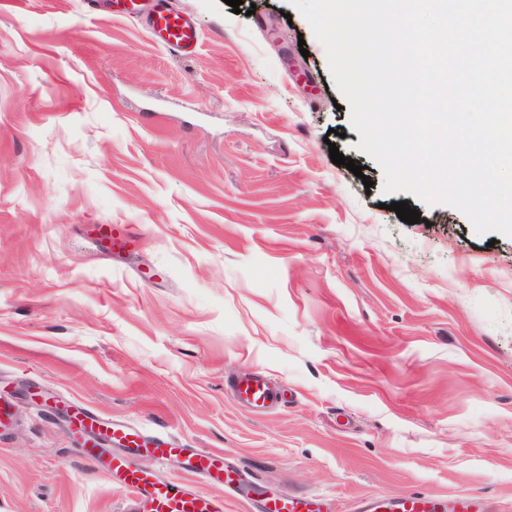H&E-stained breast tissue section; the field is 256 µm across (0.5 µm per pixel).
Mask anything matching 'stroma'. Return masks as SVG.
Returning a JSON list of instances; mask_svg holds the SVG:
<instances>
[{
    "label": "stroma",
    "instance_id": "obj_1",
    "mask_svg": "<svg viewBox=\"0 0 512 512\" xmlns=\"http://www.w3.org/2000/svg\"><path fill=\"white\" fill-rule=\"evenodd\" d=\"M171 2L194 54L141 14L0 0V512H128L64 405L223 453L240 489L192 485L224 512L268 492L512 512V236L383 191L288 0ZM100 224L132 254L102 257ZM255 374L279 392L258 410L226 388ZM147 25L156 41L175 53L190 54L198 46L197 27L186 15L172 7L156 10L147 18ZM98 232L100 239L106 240L107 249L113 254H120V251L125 250L129 244L134 242L131 232L126 227L101 224L98 227Z\"/></svg>",
    "mask_w": 512,
    "mask_h": 512
}]
</instances>
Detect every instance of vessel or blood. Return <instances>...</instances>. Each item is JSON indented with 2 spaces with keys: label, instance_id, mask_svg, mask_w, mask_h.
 <instances>
[{
  "label": "vessel or blood",
  "instance_id": "vessel-or-blood-1",
  "mask_svg": "<svg viewBox=\"0 0 512 512\" xmlns=\"http://www.w3.org/2000/svg\"><path fill=\"white\" fill-rule=\"evenodd\" d=\"M147 25L156 41L178 53H193L199 43L195 24L183 13L170 7L156 10L147 19ZM109 251L125 250L133 242L131 232L124 227L109 224L98 228ZM235 400L247 408L264 407L273 396L269 381L260 375L239 377L232 381ZM80 430L100 434L106 440L123 442L144 449L158 462L167 460L174 447L165 435L144 437L125 423L105 422L89 410H82L78 420ZM188 471L196 476L223 481L224 463L216 451L195 448L185 458ZM105 476L118 477L134 495L135 512H222V507L211 498L194 490L193 486L178 480H157L135 461L113 459L106 463ZM438 502L428 495L387 494L360 499L356 512H436ZM271 512H321L316 497L287 496L276 502Z\"/></svg>",
  "mask_w": 512,
  "mask_h": 512
}]
</instances>
